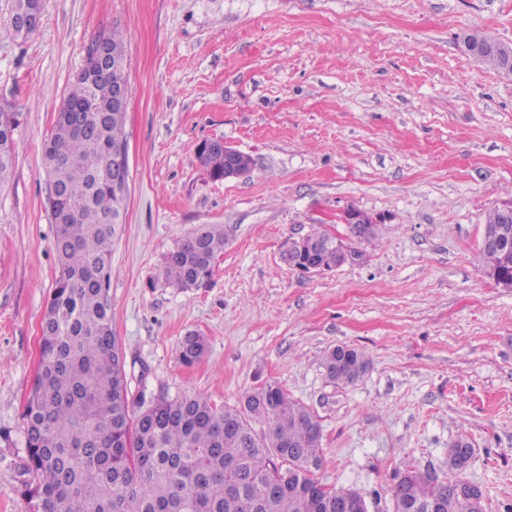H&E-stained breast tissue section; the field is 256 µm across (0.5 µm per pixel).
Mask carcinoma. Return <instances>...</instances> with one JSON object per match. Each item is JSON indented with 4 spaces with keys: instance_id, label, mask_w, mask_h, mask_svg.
<instances>
[{
    "instance_id": "1",
    "label": "carcinoma",
    "mask_w": 512,
    "mask_h": 512,
    "mask_svg": "<svg viewBox=\"0 0 512 512\" xmlns=\"http://www.w3.org/2000/svg\"><path fill=\"white\" fill-rule=\"evenodd\" d=\"M479 64L501 74L512 65L504 42L485 31ZM109 62L124 63L128 48L115 31L101 36ZM92 50L57 112L45 152L48 206L55 224L58 275L42 320L41 359L24 412L26 457L20 494L32 512H336L346 495L364 512L354 490L329 488L314 474L321 466V426L305 407L268 383L244 397L243 407L219 406L185 395L135 405L125 363L112 331L108 290L112 241L124 223L127 200L112 189V148L127 143L126 112L102 110L112 84L92 75ZM22 113L0 105V187L14 172ZM215 180L224 179V149L198 150ZM498 208L485 220L481 252L491 278H512V244L493 240ZM224 252V226L203 224L158 268L152 284L185 291L202 285ZM336 249L311 258L331 270ZM203 337L190 334L179 354L191 365L205 354ZM327 376L352 384L370 361L337 346L322 362ZM255 421L267 429L257 434ZM458 440L448 448V475L408 470L393 489L394 512L437 504V512H482L483 493L470 484Z\"/></svg>"
}]
</instances>
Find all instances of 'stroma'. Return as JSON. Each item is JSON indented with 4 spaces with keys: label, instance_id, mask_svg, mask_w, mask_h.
I'll return each instance as SVG.
<instances>
[{
    "label": "stroma",
    "instance_id": "1",
    "mask_svg": "<svg viewBox=\"0 0 512 512\" xmlns=\"http://www.w3.org/2000/svg\"><path fill=\"white\" fill-rule=\"evenodd\" d=\"M0 0V102L23 119L0 188V512L18 489L23 414L57 272L46 145L86 52L128 42L126 222L112 245V329L134 396L235 406L265 383L319 421L324 484L392 512L407 468L443 476L468 442L483 512H512V288L483 271L484 215L512 200V76L464 53L473 30L512 43V0H43L15 39ZM252 156L216 180L202 142ZM355 207L379 217L357 260L321 272L282 252L317 229L349 240ZM203 224L224 227L211 278L150 287ZM204 336V357L178 346ZM370 359L331 381L326 351ZM206 342L202 336L190 334L180 343L179 354L183 363L187 365L199 361L205 354Z\"/></svg>",
    "mask_w": 512,
    "mask_h": 512
}]
</instances>
